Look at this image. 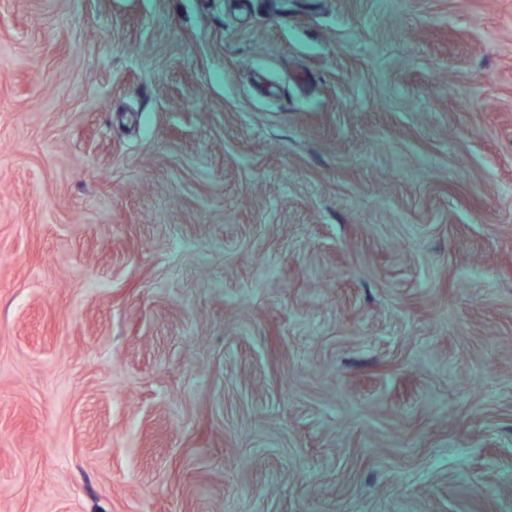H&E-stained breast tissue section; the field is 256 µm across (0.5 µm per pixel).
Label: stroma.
Wrapping results in <instances>:
<instances>
[{"instance_id":"stroma-1","label":"stroma","mask_w":512,"mask_h":512,"mask_svg":"<svg viewBox=\"0 0 512 512\" xmlns=\"http://www.w3.org/2000/svg\"><path fill=\"white\" fill-rule=\"evenodd\" d=\"M0 512H512V0H0Z\"/></svg>"}]
</instances>
